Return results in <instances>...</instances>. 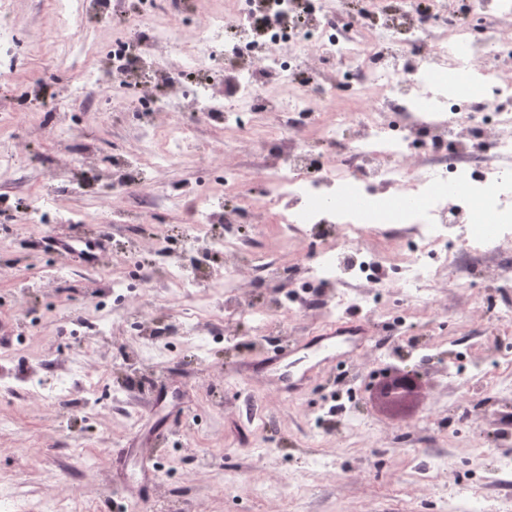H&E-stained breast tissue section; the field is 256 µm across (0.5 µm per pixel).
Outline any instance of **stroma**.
Masks as SVG:
<instances>
[{
  "mask_svg": "<svg viewBox=\"0 0 512 512\" xmlns=\"http://www.w3.org/2000/svg\"><path fill=\"white\" fill-rule=\"evenodd\" d=\"M11 21L33 51L25 58L22 70L8 81H0V143H9L23 155H40L45 164L68 162L87 148L97 153L134 151L136 130L99 111L118 94L109 85L84 103L86 117L76 143L44 137L43 128L49 122L44 110L47 95L63 94L89 59L74 53L65 68H58L59 50L49 36L54 17L42 0H12ZM55 68L62 71L61 81L48 87L34 81V74ZM42 188L49 190L59 209L76 219L91 218L96 224L109 222L112 209L123 208L134 215L141 207L140 202L122 199L95 204L87 196L69 192L64 182L47 183L43 167L0 173V199L6 201L13 220L11 236L0 244L9 250L15 237L26 240L20 259L0 270V295L17 298L15 306L0 309V324L9 327L0 339V354L11 355L16 375H23L32 361L39 360L43 363L40 374L46 381L69 377L67 357L58 343L63 332H72L77 348L87 359L89 374L107 375L121 384L128 400L138 407L139 418L132 425L120 411L103 415L87 409L84 381L78 377H70L75 405L69 411H56L24 394L0 402V418L5 421L0 427V468L12 471L23 491L26 512H45L46 504L54 501L75 502L84 512H99V500L114 487L125 491L115 512H131L132 496L126 487L138 470L134 451L147 447L151 434L167 420H182L186 426L181 435L170 437L166 446L157 450V465L172 464L197 473L192 480L174 476L160 483L157 501L168 504V512H267V503L249 491L251 476L257 473L284 480L290 471L325 453L335 455L336 471L312 474L308 491L284 501L282 512H420L421 496L413 492L401 467L384 470L382 478H373L369 470L374 458L367 451L341 447L333 437L309 434L302 404L319 386H335V367L326 366L311 374L299 392L287 399L274 379L250 369V361L260 359V352H237L220 339L203 345L198 337L188 336L150 382L140 381L131 370H112L115 348H135L137 340L119 327L108 337L75 327V302L94 301L105 293L107 283L76 254L60 258L62 274L57 280H48L45 263L52 250L47 243L55 234L68 232L69 227L21 221L26 192ZM31 310L37 312L36 320L28 319ZM394 363L417 371L427 384L424 398L408 417L390 418L380 412L372 401L374 367L362 356L352 365L362 376L361 407L381 431L382 447H400L405 458L423 446L442 451L448 458L449 478H456L469 456L466 435L443 438L420 430L419 425L434 418L438 409L453 406L456 394L467 388L465 381L439 380L435 367L422 365L412 350L395 358ZM228 372L265 397L267 410L285 437L284 446L266 453L248 447L240 435L239 405L234 395L224 390ZM471 428L484 436L489 450L483 470L472 479L487 482L498 457L512 452V447L498 440L499 433L512 431V407L506 409L494 399H486Z\"/></svg>",
  "mask_w": 512,
  "mask_h": 512,
  "instance_id": "stroma-1",
  "label": "stroma"
}]
</instances>
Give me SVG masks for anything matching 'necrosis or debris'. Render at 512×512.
Segmentation results:
<instances>
[{
	"label": "necrosis or debris",
	"instance_id": "4bbe7bcc",
	"mask_svg": "<svg viewBox=\"0 0 512 512\" xmlns=\"http://www.w3.org/2000/svg\"><path fill=\"white\" fill-rule=\"evenodd\" d=\"M55 13L54 41L65 53L76 30L106 23L119 30L111 57L98 55L64 95L45 109L64 112L95 96L103 85L138 97V144L133 156L90 157L72 187L103 201L143 199L146 206L180 214L169 233L142 227L153 255L109 283L111 303L78 305L77 325L108 335L119 318H137V355L157 365L186 336L224 325L225 342L249 351L288 333V319L313 310L336 321L351 314L371 319L378 363L397 356L412 313L435 309L443 290L468 299L485 288H512V0H226L222 9L196 13L177 0L173 17L158 16L156 0L103 14L100 0H47ZM182 62L169 68L170 59ZM204 122L224 130V154L206 159L222 176L202 191L177 187L162 174L192 152ZM243 148L263 158L261 194L242 186L228 156ZM355 200L336 205L339 194ZM239 199L226 208L225 195ZM403 196L396 210L389 201ZM493 236L477 234L481 221ZM270 224L275 246L246 234V225ZM293 250V263L281 251ZM223 269H216V259ZM162 285L182 312L141 313L142 288ZM245 326L246 340L237 328ZM165 336L158 344L157 336ZM469 390L449 421L468 422L486 395L512 400V345L494 339L485 357L441 368ZM338 438L372 447L378 430L356 405L355 388L338 392ZM242 420L261 447L280 437L262 397L243 399ZM330 455L287 481L252 478L249 489L271 512L300 493L312 469L329 470ZM499 496L457 483L435 501V512H512V459L497 462Z\"/></svg>",
	"mask_w": 512,
	"mask_h": 512
}]
</instances>
